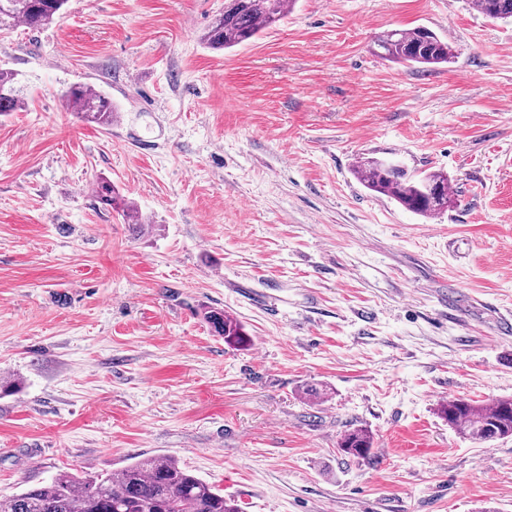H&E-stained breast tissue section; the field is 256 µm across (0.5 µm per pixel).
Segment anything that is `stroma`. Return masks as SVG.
<instances>
[{
    "label": "stroma",
    "instance_id": "obj_1",
    "mask_svg": "<svg viewBox=\"0 0 512 512\" xmlns=\"http://www.w3.org/2000/svg\"><path fill=\"white\" fill-rule=\"evenodd\" d=\"M224 0H68L0 32V495L170 455L240 512H512V437L451 397L512 396V20L473 0H295L256 40ZM424 26L450 63L378 57ZM86 85L110 129L67 110ZM447 173L424 217L361 159ZM112 182L141 232L94 195ZM241 321L248 349L203 318ZM318 396H310L308 388ZM368 430L369 459L337 451ZM291 1L225 0L224 13L215 18L202 34V39L212 49L233 48L256 38L280 21L290 9ZM24 104L17 74L8 69H0V115L16 112ZM440 413L452 430L478 442L512 436L511 397L486 404L463 397L450 398L441 405Z\"/></svg>",
    "mask_w": 512,
    "mask_h": 512
}]
</instances>
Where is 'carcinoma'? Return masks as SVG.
I'll use <instances>...</instances> for the list:
<instances>
[{
	"label": "carcinoma",
	"mask_w": 512,
	"mask_h": 512,
	"mask_svg": "<svg viewBox=\"0 0 512 512\" xmlns=\"http://www.w3.org/2000/svg\"><path fill=\"white\" fill-rule=\"evenodd\" d=\"M66 0H0V31L19 25L34 29L52 24ZM291 0H224V13L202 34L213 49H230L247 42L280 21ZM480 13L491 19L512 18V0H475ZM377 46L385 59L422 68L450 62L454 51L430 29L389 30L378 36ZM72 111L100 128L112 126L115 106L99 91L78 86L67 92ZM24 106L17 74L0 69V115ZM357 178L370 191L385 196L408 211L432 217L448 209L451 195L448 175L429 172L408 174L403 168L378 160L359 162ZM95 196L121 213L129 224L142 223L138 209L115 191L112 183L99 180ZM204 318L224 343L246 348L250 337L243 325L221 309H211ZM440 413L448 426L478 442L512 436V398L477 404L470 399L450 398ZM373 445L363 428L348 431L339 450L355 458H366ZM0 512H239L238 505L221 490L198 477L172 456L133 458L119 470L78 478L68 472L56 474L10 497L0 498Z\"/></svg>",
	"instance_id": "obj_1"
}]
</instances>
